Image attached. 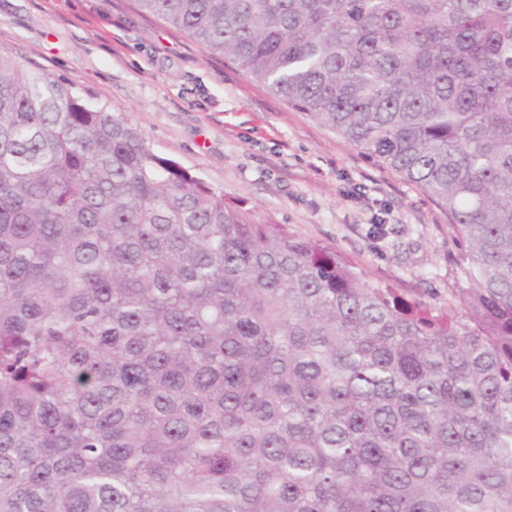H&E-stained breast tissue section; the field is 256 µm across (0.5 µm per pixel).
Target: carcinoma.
Returning a JSON list of instances; mask_svg holds the SVG:
<instances>
[{
  "label": "carcinoma",
  "mask_w": 512,
  "mask_h": 512,
  "mask_svg": "<svg viewBox=\"0 0 512 512\" xmlns=\"http://www.w3.org/2000/svg\"><path fill=\"white\" fill-rule=\"evenodd\" d=\"M137 2L428 193L462 310L0 51V512H512V0Z\"/></svg>",
  "instance_id": "carcinoma-1"
}]
</instances>
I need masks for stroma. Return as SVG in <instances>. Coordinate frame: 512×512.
Segmentation results:
<instances>
[{"instance_id": "stroma-1", "label": "stroma", "mask_w": 512, "mask_h": 512, "mask_svg": "<svg viewBox=\"0 0 512 512\" xmlns=\"http://www.w3.org/2000/svg\"><path fill=\"white\" fill-rule=\"evenodd\" d=\"M1 50L115 106L157 154L369 284L447 309L465 251L432 198L136 0H0Z\"/></svg>"}]
</instances>
